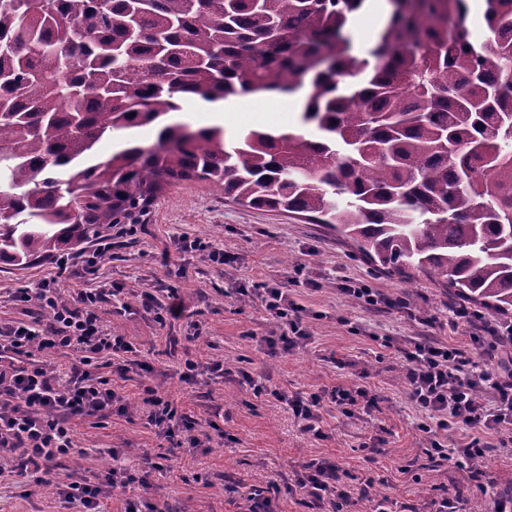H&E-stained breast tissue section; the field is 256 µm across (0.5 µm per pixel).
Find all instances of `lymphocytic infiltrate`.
Masks as SVG:
<instances>
[{
  "mask_svg": "<svg viewBox=\"0 0 512 512\" xmlns=\"http://www.w3.org/2000/svg\"><path fill=\"white\" fill-rule=\"evenodd\" d=\"M137 231L136 225H119L115 234L100 237L92 252L57 259L55 276L11 297L24 304L25 316L0 322V449L10 452L11 472L20 483L41 484L54 475L59 460L77 451L75 420L101 421L124 412L121 381L129 372L151 371L138 360L133 342L103 325L97 310L109 289L80 288L64 300L59 288L63 275L92 279L100 259L111 254L113 238L131 237ZM256 294L265 310L288 328L287 333L264 337L268 350L287 352L308 340L302 309L289 299L287 290L265 285ZM471 339L476 345L472 359L458 345L426 336L385 341L406 364L409 397L426 416L420 430L432 436L434 453L457 468L484 457L482 435L512 431V324H483ZM60 351L74 355L68 368L42 358L43 353ZM249 386L254 397L290 406L302 431L320 435L321 394L291 395L254 380ZM142 391L147 421L161 436L175 442L182 433H192L196 421L178 401L148 382ZM460 424L477 430V437L456 448L436 441L438 431ZM163 468L162 462L148 457L137 472L114 465L91 479L77 474L56 477L54 486L69 512H103L104 502L117 494L125 498L124 512H141V492L149 488L151 473ZM295 485L314 512H342L347 502L337 468L326 460L309 463L297 474Z\"/></svg>",
  "mask_w": 512,
  "mask_h": 512,
  "instance_id": "1",
  "label": "lymphocytic infiltrate"
}]
</instances>
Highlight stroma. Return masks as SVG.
<instances>
[{
    "instance_id": "stroma-1",
    "label": "stroma",
    "mask_w": 512,
    "mask_h": 512,
    "mask_svg": "<svg viewBox=\"0 0 512 512\" xmlns=\"http://www.w3.org/2000/svg\"><path fill=\"white\" fill-rule=\"evenodd\" d=\"M195 238L223 248L230 264L219 266L199 253L182 252L183 240ZM163 249L185 265L184 278L170 277L155 262L154 253ZM54 271L49 257L23 269L0 264V320L20 317L21 307L10 300L14 292L35 287ZM355 281L393 298H409L411 307L362 306L343 292ZM259 282L286 288L302 307L310 333L305 344L285 354H267L260 337L281 330L260 299L239 294ZM96 283L116 291L99 311L103 322L137 345L153 368L159 391L181 401L199 421L220 427L224 444L169 451L143 415L142 378L132 372L122 384L128 411L112 415L102 426L91 419L78 422L80 451L62 460L59 474L89 476L115 463L135 469L144 456L172 453L169 471L152 475L144 494L146 501L166 503L168 512H235L228 485L254 481L267 489L275 512H312L292 485L303 466L315 460L336 463L350 496L348 512H374L381 499L388 512H435L452 488L459 492L460 512L473 498L492 512L496 494H512V436H488L482 475L460 484L457 470L432 455L428 438L417 428L420 415L409 399L401 359L379 343L383 336H448L468 346L467 334L448 331L459 298L428 276L418 272L413 283H406L366 260L327 225L240 206L207 184L185 182L155 202L137 238L113 249ZM170 287L185 312L162 328L143 308L142 294L151 292L163 302ZM185 358L223 360L227 372L188 385L179 378ZM250 376L304 396L364 387L376 395L377 405L347 415L323 400L317 437L302 431L287 405L255 398L246 382ZM114 448L121 451L116 460L110 455ZM57 510L52 486L26 490L14 485L10 474L0 475V512Z\"/></svg>"
}]
</instances>
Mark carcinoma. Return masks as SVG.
Masks as SVG:
<instances>
[{
	"label": "carcinoma",
	"mask_w": 512,
	"mask_h": 512,
	"mask_svg": "<svg viewBox=\"0 0 512 512\" xmlns=\"http://www.w3.org/2000/svg\"><path fill=\"white\" fill-rule=\"evenodd\" d=\"M368 0H0V262L24 268L164 191L327 224L390 275L446 278L512 315V0H387L355 56ZM306 93L317 130L171 120L181 102ZM155 124L145 146L96 144Z\"/></svg>",
	"instance_id": "carcinoma-1"
}]
</instances>
